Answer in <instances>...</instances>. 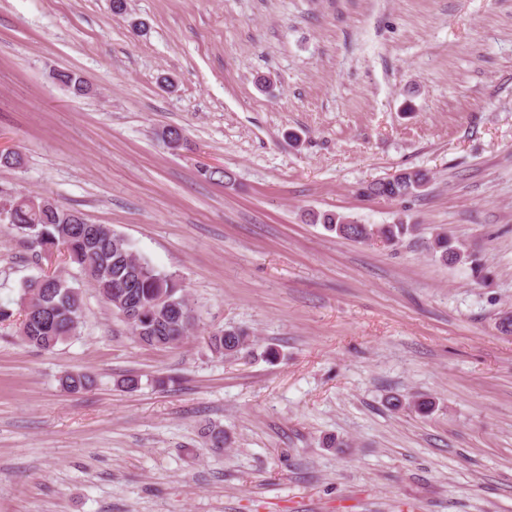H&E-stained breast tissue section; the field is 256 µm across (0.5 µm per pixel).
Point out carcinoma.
<instances>
[{"label":"carcinoma","mask_w":512,"mask_h":512,"mask_svg":"<svg viewBox=\"0 0 512 512\" xmlns=\"http://www.w3.org/2000/svg\"><path fill=\"white\" fill-rule=\"evenodd\" d=\"M53 78L76 96L88 94L86 80L73 72L57 70ZM419 174L421 170L413 169L401 179L388 183L379 180L370 184L367 191L387 199L416 196L421 190L413 176ZM0 222L25 238L38 259L56 252L64 254L108 308H113L114 291H120L124 302L141 312L139 322L129 326L139 344L159 350L173 349L188 337L187 322L162 313L159 305V300L165 297L197 319L178 276L134 255L129 241L108 226L92 224L80 210L67 209L56 202L32 206L12 197L0 203ZM310 222L348 240L367 242L377 237L391 245L417 230V225L403 222L360 224L331 211L310 213ZM430 249L446 264L468 263L474 271L479 268L465 245L445 232L432 238ZM18 305L17 314L0 306V322L16 323L21 340L39 350H54L79 334L84 323V292L61 273L44 272L29 280L21 288ZM249 339L246 330L231 327L208 336V346L219 356L227 348L239 354L247 349ZM60 384L67 391L80 392L91 388L94 379L87 372L72 371L60 377Z\"/></svg>","instance_id":"obj_1"}]
</instances>
